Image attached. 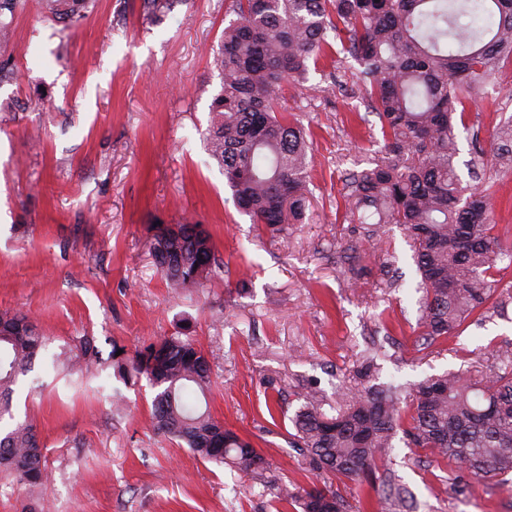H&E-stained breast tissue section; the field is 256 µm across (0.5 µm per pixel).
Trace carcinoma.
Here are the masks:
<instances>
[{
    "instance_id": "1",
    "label": "carcinoma",
    "mask_w": 512,
    "mask_h": 512,
    "mask_svg": "<svg viewBox=\"0 0 512 512\" xmlns=\"http://www.w3.org/2000/svg\"><path fill=\"white\" fill-rule=\"evenodd\" d=\"M25 0H0V49L11 41L7 16ZM91 0H43L52 18L78 22ZM169 0H141L142 17L161 20ZM236 18L214 50L220 88L210 104L209 157L224 172L238 209L272 235L300 223L307 206L309 144L290 114L278 109L284 82H301L309 63L342 43L357 62L356 84L381 124L382 157L344 175L346 218L405 227L420 274L419 327L445 341L492 308L498 262L512 261L490 220V193L462 196L454 159L467 102L505 61H512V0H232ZM498 158L512 165V118L496 128ZM157 270L178 292L202 288L219 267L203 225H151ZM48 337L18 312H0V473L32 491L48 480L35 425L13 423L14 386ZM110 359L122 379L144 377L156 389L154 431L186 444L199 458L261 482L272 501L301 512H349L339 489L294 491L271 477L269 462L236 432L199 406L211 391V367L191 339L165 336ZM403 387L371 386L324 408L313 393L292 422L290 447L309 470L341 483L375 476L398 428L415 448L453 461L477 482L512 473V354L501 352L486 374L460 369ZM381 499H403L382 480Z\"/></svg>"
}]
</instances>
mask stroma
I'll return each mask as SVG.
<instances>
[{
	"label": "stroma",
	"mask_w": 512,
	"mask_h": 512,
	"mask_svg": "<svg viewBox=\"0 0 512 512\" xmlns=\"http://www.w3.org/2000/svg\"><path fill=\"white\" fill-rule=\"evenodd\" d=\"M230 5L175 0L147 26L140 0H92L67 28L26 0L13 18L14 75L0 83V311L27 314L51 339L14 395L50 479L33 497L0 474V512H274L259 483L150 429L154 391L115 378L116 345L131 353L175 333L193 338L212 368V414L304 487L329 477L304 470L289 447L300 394L345 399L363 389L355 370L372 354L378 382L410 387L461 368L489 372L496 350L512 348V300L455 337L424 340L403 227L382 225L369 246L345 221L342 173L372 167L383 146L345 51L284 85L279 100L311 134L302 223L273 236L240 212L203 141L220 83L211 50ZM504 115L510 62L469 102L455 168L463 194L490 189L497 230L512 235V169L497 164L494 139ZM186 219L206 226L222 266L177 298L156 271L148 227ZM354 241L359 256L346 259ZM84 338L106 364L100 376L76 387L46 370ZM385 466L418 512H512V482L474 481L402 437Z\"/></svg>",
	"instance_id": "obj_1"
}]
</instances>
